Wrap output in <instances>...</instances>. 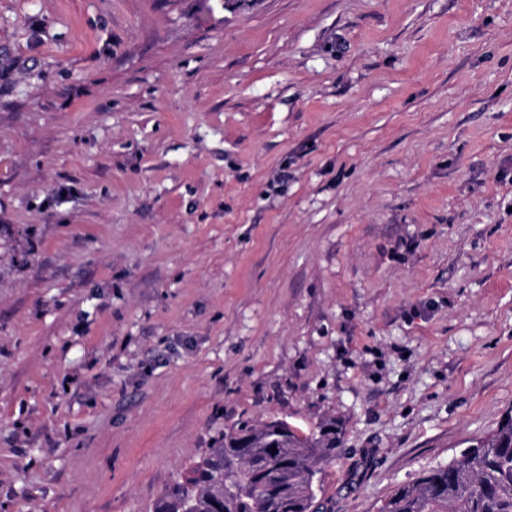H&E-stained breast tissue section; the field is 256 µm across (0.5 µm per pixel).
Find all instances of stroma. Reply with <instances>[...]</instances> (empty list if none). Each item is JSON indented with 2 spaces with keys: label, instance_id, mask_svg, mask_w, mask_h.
Instances as JSON below:
<instances>
[{
  "label": "stroma",
  "instance_id": "35a3bbf8",
  "mask_svg": "<svg viewBox=\"0 0 512 512\" xmlns=\"http://www.w3.org/2000/svg\"><path fill=\"white\" fill-rule=\"evenodd\" d=\"M510 413L512 0H0V512L269 418L377 512Z\"/></svg>",
  "mask_w": 512,
  "mask_h": 512
}]
</instances>
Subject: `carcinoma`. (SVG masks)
I'll use <instances>...</instances> for the list:
<instances>
[{
  "label": "carcinoma",
  "instance_id": "carcinoma-1",
  "mask_svg": "<svg viewBox=\"0 0 512 512\" xmlns=\"http://www.w3.org/2000/svg\"><path fill=\"white\" fill-rule=\"evenodd\" d=\"M340 447L336 421L300 438L282 419L244 422L193 464L153 512H319L316 465ZM378 512H512V414L460 458L393 490Z\"/></svg>",
  "mask_w": 512,
  "mask_h": 512
}]
</instances>
